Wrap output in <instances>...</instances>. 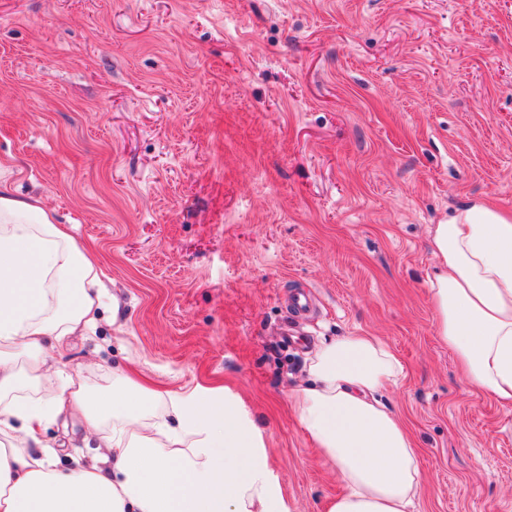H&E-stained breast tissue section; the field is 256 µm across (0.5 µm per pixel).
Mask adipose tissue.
<instances>
[{
    "mask_svg": "<svg viewBox=\"0 0 512 512\" xmlns=\"http://www.w3.org/2000/svg\"><path fill=\"white\" fill-rule=\"evenodd\" d=\"M437 334L468 385L512 403V212L483 199L431 232ZM97 260L40 200L0 182V512H295L269 463L264 427L226 387L160 395L113 369L112 385L49 371V350L93 329ZM395 354L360 333L322 343L290 391L303 431L346 491L328 512H409L422 490L411 440L376 394ZM80 413L101 462L64 464L44 433Z\"/></svg>",
    "mask_w": 512,
    "mask_h": 512,
    "instance_id": "adipose-tissue-1",
    "label": "adipose tissue"
}]
</instances>
